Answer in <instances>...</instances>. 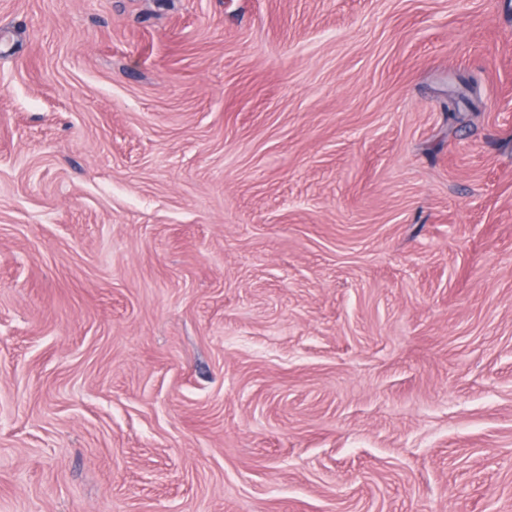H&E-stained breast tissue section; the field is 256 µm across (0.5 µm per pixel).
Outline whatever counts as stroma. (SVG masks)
<instances>
[{
    "mask_svg": "<svg viewBox=\"0 0 512 512\" xmlns=\"http://www.w3.org/2000/svg\"><path fill=\"white\" fill-rule=\"evenodd\" d=\"M0 512H512V0H0Z\"/></svg>",
    "mask_w": 512,
    "mask_h": 512,
    "instance_id": "stroma-1",
    "label": "stroma"
}]
</instances>
